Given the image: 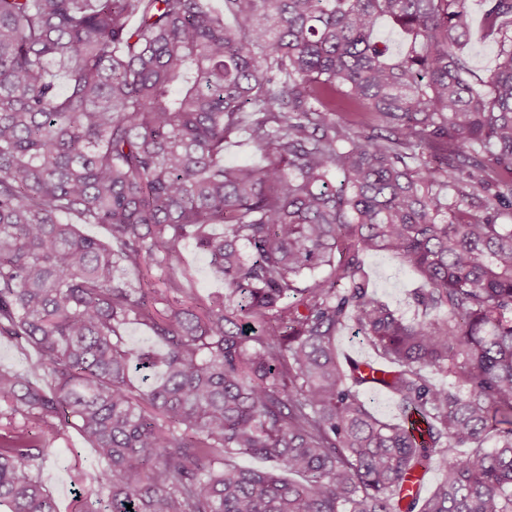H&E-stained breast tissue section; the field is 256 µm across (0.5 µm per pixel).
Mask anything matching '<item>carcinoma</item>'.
Returning a JSON list of instances; mask_svg holds the SVG:
<instances>
[{
    "mask_svg": "<svg viewBox=\"0 0 512 512\" xmlns=\"http://www.w3.org/2000/svg\"><path fill=\"white\" fill-rule=\"evenodd\" d=\"M480 2L484 77L469 0H0V338L40 352L0 367V512H57L72 418L102 466L73 512H512V0ZM244 125L261 165L224 163ZM191 241L223 293L180 279ZM369 253L419 276L413 318ZM471 18L472 27L474 32V39H476L475 45L472 42L471 54L473 59V65L479 70L480 75L486 74V70L491 69L497 63L496 49L489 40H482L477 37L479 33V20H480V6L478 0H471ZM370 407L382 418L392 420L398 414L395 401L386 393L370 390L365 393Z\"/></svg>",
    "mask_w": 512,
    "mask_h": 512,
    "instance_id": "obj_1",
    "label": "carcinoma"
}]
</instances>
